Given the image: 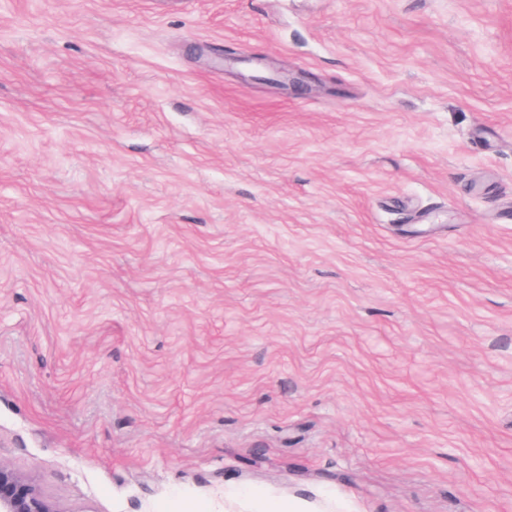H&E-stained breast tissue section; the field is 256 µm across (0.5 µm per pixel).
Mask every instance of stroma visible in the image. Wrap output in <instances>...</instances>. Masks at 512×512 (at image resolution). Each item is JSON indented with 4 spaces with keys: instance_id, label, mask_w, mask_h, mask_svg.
I'll use <instances>...</instances> for the list:
<instances>
[{
    "instance_id": "35a3bbf8",
    "label": "stroma",
    "mask_w": 512,
    "mask_h": 512,
    "mask_svg": "<svg viewBox=\"0 0 512 512\" xmlns=\"http://www.w3.org/2000/svg\"><path fill=\"white\" fill-rule=\"evenodd\" d=\"M0 464L512 512V0H0Z\"/></svg>"
}]
</instances>
